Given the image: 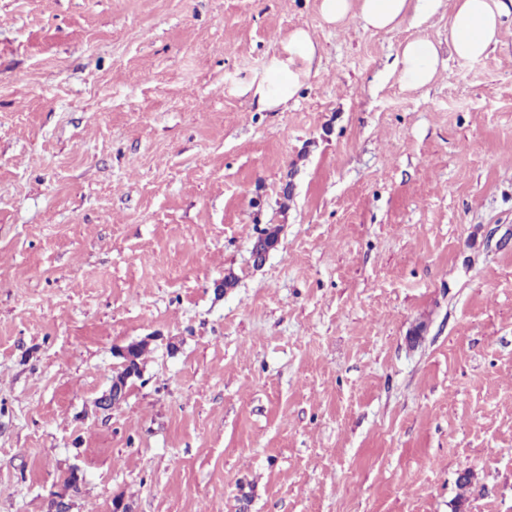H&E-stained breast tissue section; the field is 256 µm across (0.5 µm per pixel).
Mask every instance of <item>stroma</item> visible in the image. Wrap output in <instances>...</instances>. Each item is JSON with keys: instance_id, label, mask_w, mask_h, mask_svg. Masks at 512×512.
<instances>
[{"instance_id": "35a3bbf8", "label": "stroma", "mask_w": 512, "mask_h": 512, "mask_svg": "<svg viewBox=\"0 0 512 512\" xmlns=\"http://www.w3.org/2000/svg\"><path fill=\"white\" fill-rule=\"evenodd\" d=\"M297 27L313 73L258 111ZM465 469L512 512V23L467 61L444 9L0 0V512H452ZM444 0H319V13L329 26L352 20L368 31L391 30L407 22L420 27ZM319 48L308 29H294L286 39L276 41L264 71L238 85L235 92L251 97L259 110L286 109L311 76ZM399 64L400 81L412 88L432 83L440 66H444L437 45L425 37H416L403 43ZM140 343L144 344L146 341L134 342L118 350L117 355L123 359L121 366L127 371L121 379L117 377L112 379V386L110 390L98 399V405L101 409H108L111 402L112 404L118 402L116 399L122 398L126 394L128 380L134 376H137L136 369L132 365L133 357L131 352L133 351L134 346Z\"/></svg>"}]
</instances>
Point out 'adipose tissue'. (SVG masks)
I'll return each mask as SVG.
<instances>
[{
    "label": "adipose tissue",
    "instance_id": "1",
    "mask_svg": "<svg viewBox=\"0 0 512 512\" xmlns=\"http://www.w3.org/2000/svg\"><path fill=\"white\" fill-rule=\"evenodd\" d=\"M445 4L450 7L448 45L458 57L477 61L501 44L512 0H319V13L332 27L351 20L363 30L382 31L404 22L421 26ZM318 52L308 29H294L277 41L264 71L237 86V94L251 97L263 111L286 109L311 76ZM399 64L400 81L419 88L434 81L442 60L432 40L416 37L403 43Z\"/></svg>",
    "mask_w": 512,
    "mask_h": 512
}]
</instances>
